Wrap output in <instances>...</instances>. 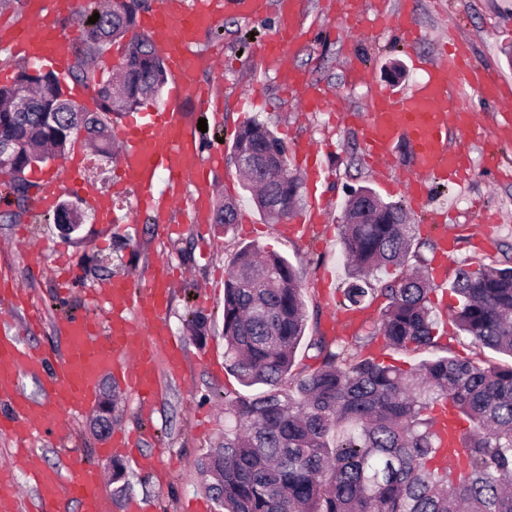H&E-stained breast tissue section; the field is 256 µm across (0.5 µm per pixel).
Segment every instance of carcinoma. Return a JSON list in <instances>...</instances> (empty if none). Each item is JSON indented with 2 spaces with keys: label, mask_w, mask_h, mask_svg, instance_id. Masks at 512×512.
Masks as SVG:
<instances>
[{
  "label": "carcinoma",
  "mask_w": 512,
  "mask_h": 512,
  "mask_svg": "<svg viewBox=\"0 0 512 512\" xmlns=\"http://www.w3.org/2000/svg\"><path fill=\"white\" fill-rule=\"evenodd\" d=\"M95 13L99 19L91 24ZM71 20L102 52L133 28L136 9L90 0ZM70 72L84 83L94 78L81 50ZM120 72L124 100L113 101L103 82L100 111L83 112V130L102 154L112 152V116L137 111L143 95H158L168 80L146 36L132 37ZM56 81L51 71L34 74L24 66L11 85L0 86V136L47 158L65 156L82 108L61 91L44 96ZM32 84L29 109H9L16 93ZM241 156L257 160L246 170L257 208L279 198L292 212L300 183L288 169L283 141L253 121L236 136L231 161ZM0 171L16 194L17 211L5 216L14 223L26 211L30 183L14 166L0 163ZM237 215L234 203H221L214 223L229 227ZM344 218L348 306L364 307L379 295L388 345L405 351L434 346L429 276L405 268L412 249L421 247L405 209L361 186L350 192ZM389 266L401 268L393 281L364 287L367 275ZM451 292L457 330L512 358V266L466 264ZM223 316L226 367L243 386L261 388L225 402L224 439L198 464L205 489L224 512H512V364L483 367L438 356L404 370L333 352L320 336L310 348L321 365L286 388L306 327L300 275L286 258L251 246L231 263ZM445 403L468 423L448 437L446 448L434 428V413Z\"/></svg>",
  "instance_id": "1"
}]
</instances>
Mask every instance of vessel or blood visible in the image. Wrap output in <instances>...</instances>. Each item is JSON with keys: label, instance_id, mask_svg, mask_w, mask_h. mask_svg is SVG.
<instances>
[{"label": "vessel or blood", "instance_id": "vessel-or-blood-1", "mask_svg": "<svg viewBox=\"0 0 512 512\" xmlns=\"http://www.w3.org/2000/svg\"><path fill=\"white\" fill-rule=\"evenodd\" d=\"M290 3L287 19L280 21L263 53L276 62L282 85L299 99L301 111L332 108L327 91L288 64L296 42V20L302 12L301 0ZM49 4L46 13L34 14L32 26L14 32L13 46L24 58L63 73L70 58L68 37L60 30L59 20L75 8L77 0H49ZM266 10V0H197L192 9L186 8L184 0H161L158 8L141 16L138 32L154 41L168 62L173 82L166 109L139 114L117 132L123 150L115 193L140 189L143 208L158 217L179 202L184 182H192L199 202L209 198L210 178L203 170L182 105L188 100L206 105L210 92L198 83L197 59L188 48L199 31L213 26L223 12L253 18ZM421 66L425 76L411 86H372L368 108L361 116L363 147L372 161L391 164L397 143H409L410 172L403 189L419 205L426 202L433 179L469 187L473 171L469 151L451 146L448 132L468 133L476 128L467 92L498 100L505 86L501 75L477 62L469 44L461 40L455 41L453 51L423 60ZM82 158L78 152L69 160L68 180L40 179L33 199L35 208L50 209L66 185L78 184ZM161 173L166 176V186L158 191L154 183ZM199 202L192 207L191 219L201 223L206 213ZM170 288L171 275L162 265L135 287L125 279H113L101 290L111 304L106 328H98L87 316L65 319L60 324L65 349L58 354L31 349L19 337L1 332L0 399L8 409L0 413V435L17 439L80 414L95 404L100 378L106 372L137 395L140 411L151 412L161 393V372L179 373L184 361L183 348L172 338L167 324ZM0 309L23 310L37 327L45 321L42 309L15 281L0 288ZM23 375L43 378L42 399L32 400L19 392L17 382ZM69 463L70 477L64 481L56 468L31 450L14 454L11 464L0 467V512H22L21 487L15 477L19 469L38 493V512H64L70 502L77 505L78 512H111L101 472L77 454L70 456Z\"/></svg>", "mask_w": 512, "mask_h": 512}]
</instances>
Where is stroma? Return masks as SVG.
<instances>
[{
  "mask_svg": "<svg viewBox=\"0 0 512 512\" xmlns=\"http://www.w3.org/2000/svg\"><path fill=\"white\" fill-rule=\"evenodd\" d=\"M37 2L0 0V70L15 73L25 66V59L14 53L9 39ZM401 2L363 0L365 16L353 19L337 11L336 0H305L300 21L303 37L293 49L292 64L334 92L353 114L366 110L371 84H414L422 76L415 57L438 56L454 35L470 41L478 61L512 81V63L506 58L507 50L512 49V0H415L413 18L428 37L413 51L399 41L395 30L380 35L372 32L373 15L384 6L398 11ZM279 21L274 9L253 20L230 15L203 31L189 48L195 55L215 50L223 54L221 72L205 69L197 75L200 84L218 87V103L204 113L191 110L190 120L207 122V132L195 135L203 161H210L215 147H222L224 152L211 171L214 191L208 208L216 210L223 199L235 201L239 208L236 224L226 228L209 221L189 228L185 215L176 212L170 222L178 230L164 237L149 216L139 213L133 194L113 197L112 223H98L93 210H85L78 241L61 237L56 224L39 221L32 210L20 224L0 222V276L22 282L39 297L46 311L45 324L37 332L27 333L20 312L9 318L8 324L13 333L28 336L30 344L40 349H62L64 342L57 330L60 321L103 308L96 290L114 275L137 280L160 264L187 275L171 292L167 316L170 331L184 348V372L180 379L165 380L157 410L143 416L134 397L112 375H104L100 383V398L113 404V432L140 431L139 453L157 464L151 471L124 460L126 490L117 491L110 482L105 485L111 512H125L133 496L152 503L153 512H193L197 505L204 512H217L216 503L202 488L204 478L198 463L224 435L225 401L247 392L222 363L224 279L232 259L245 246L277 253L298 269L307 312V340L322 336L332 351L349 349L361 357L404 369L445 355L486 365L503 361L499 354L478 349L469 337L459 333L449 311L455 298L439 288L429 294L437 314L436 347L400 351L391 348L383 336L374 335L384 305L380 299L352 312V326L337 330L333 316L343 310V290L348 281L338 226L349 188L371 187L387 201L402 203L406 197L385 186L382 174L366 162L355 122H335L327 112L295 117L294 101L282 93L277 74L262 53ZM252 120L267 125L285 145L299 140L319 152L329 177L316 185L302 182L297 211L305 213L313 201L323 202L326 223L315 225L306 234L292 235L286 232L284 222L260 215L229 159L237 132ZM473 157L475 172L469 190L460 193L440 182L431 202L455 212L453 229L460 238L452 256L456 264L471 258L469 244L474 241L484 247V263L506 266L512 264V146L499 149L488 163L481 151H474ZM477 203L501 222L497 236L487 242L482 239V225L471 220ZM194 311L208 317L207 333L201 339L195 338L188 326ZM92 417L88 410L69 419L68 425L80 443L84 460L108 476L113 458L101 454L104 440L90 429Z\"/></svg>",
  "mask_w": 512,
  "mask_h": 512,
  "instance_id": "35a3bbf8",
  "label": "stroma"
}]
</instances>
